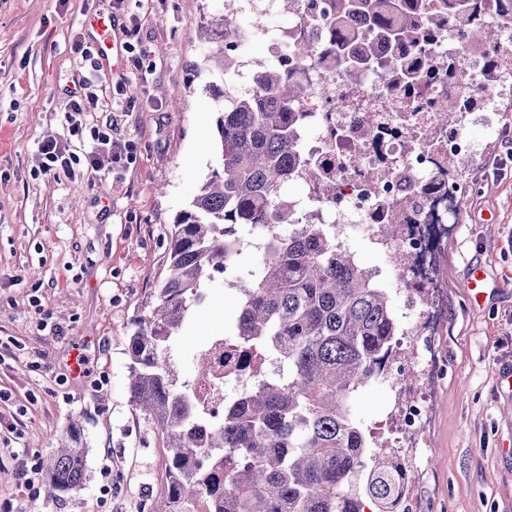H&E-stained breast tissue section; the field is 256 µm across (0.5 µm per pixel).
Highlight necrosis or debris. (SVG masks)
I'll use <instances>...</instances> for the list:
<instances>
[{
  "mask_svg": "<svg viewBox=\"0 0 512 512\" xmlns=\"http://www.w3.org/2000/svg\"><path fill=\"white\" fill-rule=\"evenodd\" d=\"M330 2L226 0L227 6H241L261 18L277 7L289 21L272 27L261 21L242 28L225 45L224 54L259 72L261 64L248 62L246 47L263 39L269 61L287 76L312 85L311 94L294 106L303 113L306 126L296 148L303 161L320 169L321 177L304 183L302 195L294 200L295 218L309 215L314 223L335 225L342 245L352 230H360L390 262L402 297L396 311L401 337L386 377L391 398L383 427L391 447L400 452V480L408 484L424 466L420 442L432 414L427 380L436 369L435 339L448 310L437 276L438 251L459 224L462 204L474 189L473 182L454 175L448 162L476 164L484 142L495 143L508 135L499 108L512 93V72L492 81L487 73L494 51L512 50V9L503 10L494 0L480 26L461 30L443 23L418 55L422 64L435 69V77L408 92L382 80L378 71L335 73L324 70L320 58L303 59L293 53L309 30L322 36L330 32ZM488 27L506 32L497 47L483 39ZM452 56L465 62V76L449 72ZM452 101L462 107L459 120L440 122L441 112ZM472 126L483 129L484 141L469 136ZM377 169L386 170L387 178L374 180ZM386 224L392 225V233H382ZM204 352L212 372L191 384L193 400L207 416L197 426L202 436L225 405L239 401L259 380L278 372L276 363L235 351L220 336L212 337Z\"/></svg>",
  "mask_w": 512,
  "mask_h": 512,
  "instance_id": "necrosis-or-debris-1",
  "label": "necrosis or debris"
}]
</instances>
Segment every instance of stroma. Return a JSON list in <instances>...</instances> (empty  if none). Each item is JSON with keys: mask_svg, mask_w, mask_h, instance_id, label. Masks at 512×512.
I'll use <instances>...</instances> for the list:
<instances>
[{"mask_svg": "<svg viewBox=\"0 0 512 512\" xmlns=\"http://www.w3.org/2000/svg\"><path fill=\"white\" fill-rule=\"evenodd\" d=\"M112 2L0 0V501L16 512H150L167 493L164 440L130 399L126 336L165 276L175 215L216 166V102L195 65L201 25L223 0H127L118 12ZM99 13L122 27L139 17L149 78L124 59H83L94 45L84 21ZM119 81L134 109L113 99ZM85 82L98 103L84 124L131 142L132 162L90 178L35 174L40 142L63 136L70 93ZM495 159L465 170L478 189L440 256L448 317L413 487L424 512H512V162ZM475 265L493 285L480 304L464 288ZM240 300L223 278L206 288L175 340L180 381L210 337L232 335ZM80 354L85 376L70 367ZM390 396L381 383L356 392L364 429ZM74 418L87 479L53 497L45 468ZM22 459L39 468L32 495L20 490Z\"/></svg>", "mask_w": 512, "mask_h": 512, "instance_id": "stroma-1", "label": "stroma"}]
</instances>
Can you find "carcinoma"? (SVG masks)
<instances>
[{"instance_id": "obj_1", "label": "carcinoma", "mask_w": 512, "mask_h": 512, "mask_svg": "<svg viewBox=\"0 0 512 512\" xmlns=\"http://www.w3.org/2000/svg\"><path fill=\"white\" fill-rule=\"evenodd\" d=\"M336 48L323 55L330 71L368 63L377 55L359 43L353 27L362 16L390 50L383 77L418 87L435 71L409 60L406 46L423 47L441 18L422 0H335ZM488 0H455L454 20L467 28ZM237 27L213 15L201 31L202 64L224 74V42ZM265 93L237 95L219 105V166L174 218L167 274L131 323L126 354L134 405L161 430L168 449V493L155 512H393L399 494L388 449L355 420L351 398L381 381L395 359L398 320L388 289L361 268L336 241L333 224H298L283 186L292 169L304 182L319 172L292 153L304 126L288 105L311 86L292 82L277 67L259 73ZM271 227L260 272L245 285L234 336L242 347L274 358L282 375L261 382L239 402L224 407L214 430L200 442L197 408L179 382L171 343L203 299L201 288L224 265L239 261L237 243L224 225ZM292 227L281 236L277 227ZM81 429L47 465L52 495L66 494L85 479Z\"/></svg>"}]
</instances>
